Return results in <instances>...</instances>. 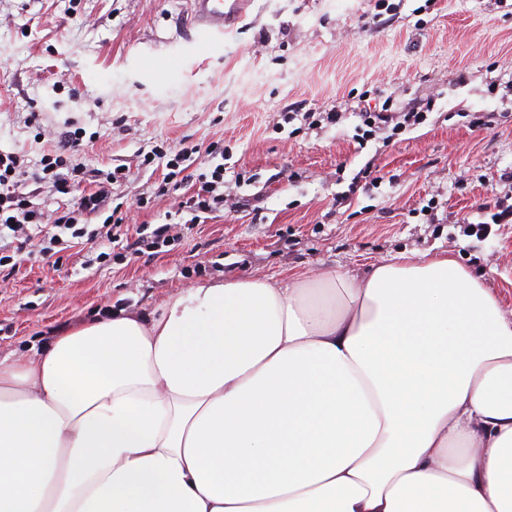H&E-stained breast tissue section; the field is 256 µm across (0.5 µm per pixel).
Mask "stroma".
I'll list each match as a JSON object with an SVG mask.
<instances>
[{"label": "stroma", "instance_id": "obj_1", "mask_svg": "<svg viewBox=\"0 0 512 512\" xmlns=\"http://www.w3.org/2000/svg\"><path fill=\"white\" fill-rule=\"evenodd\" d=\"M0 0V150L41 157L39 128L83 129L77 158L104 175L126 216L110 261L84 268L81 242L57 263L20 255L0 280V360L33 357L54 336L114 308L152 311L209 279L360 276L399 253L452 255L512 312V224L483 208L512 192V6L499 0H248L224 39L194 43L189 0ZM434 98L427 121L392 144L359 147L362 103ZM339 123L285 122L287 108ZM470 112H499L475 129ZM219 142L224 204L190 223L178 203L196 182L165 190L160 147ZM374 162L379 187L351 191ZM243 183H236V175ZM169 225L167 244L135 239Z\"/></svg>", "mask_w": 512, "mask_h": 512}]
</instances>
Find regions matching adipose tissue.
Masks as SVG:
<instances>
[{"instance_id":"adipose-tissue-1","label":"adipose tissue","mask_w":512,"mask_h":512,"mask_svg":"<svg viewBox=\"0 0 512 512\" xmlns=\"http://www.w3.org/2000/svg\"><path fill=\"white\" fill-rule=\"evenodd\" d=\"M0 512H512V317L444 254L112 311L0 361Z\"/></svg>"}]
</instances>
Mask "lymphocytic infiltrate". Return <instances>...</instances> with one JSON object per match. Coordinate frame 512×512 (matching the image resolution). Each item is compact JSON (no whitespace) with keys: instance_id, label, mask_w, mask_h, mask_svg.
Returning <instances> with one entry per match:
<instances>
[{"instance_id":"1","label":"lymphocytic infiltrate","mask_w":512,"mask_h":512,"mask_svg":"<svg viewBox=\"0 0 512 512\" xmlns=\"http://www.w3.org/2000/svg\"><path fill=\"white\" fill-rule=\"evenodd\" d=\"M432 108L429 101L397 104L386 99L381 109L360 110L363 129L357 138L364 145L381 133L399 136L424 123ZM82 149V133L77 130L66 132L63 141L44 150L40 159L33 162L16 152L0 151V268L12 263L24 243L35 239L41 240L40 253L47 259L52 258L53 246L63 233L99 241L100 231L84 226L85 221L98 216H105L107 224L116 227L124 224L120 208L111 205L112 186L124 177V169H115L92 191H83L81 185L87 172L74 161ZM36 188L60 194L78 192L76 211L47 215L34 209L31 199Z\"/></svg>"}]
</instances>
